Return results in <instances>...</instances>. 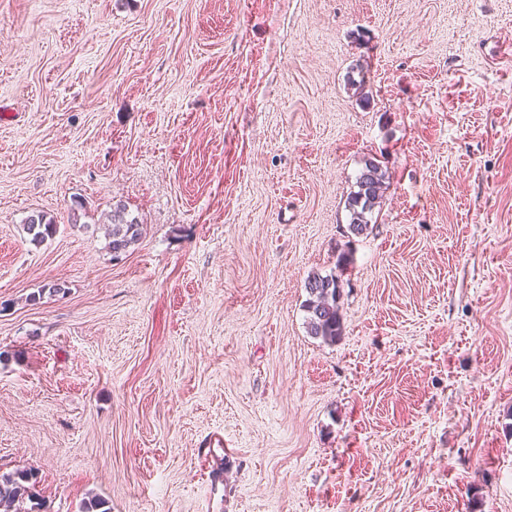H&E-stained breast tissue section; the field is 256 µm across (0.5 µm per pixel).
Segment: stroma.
Wrapping results in <instances>:
<instances>
[{
  "label": "stroma",
  "instance_id": "1",
  "mask_svg": "<svg viewBox=\"0 0 512 512\" xmlns=\"http://www.w3.org/2000/svg\"><path fill=\"white\" fill-rule=\"evenodd\" d=\"M15 470L40 512H512V0H0ZM386 172L380 163L370 159L364 163L356 178L357 190L347 198L346 208L350 214L349 230L354 235L362 234L369 224L368 214L372 213L384 188ZM110 216L109 243L114 256L125 253L141 235V226L135 218L129 219L125 208L121 204L116 205ZM306 290L308 299L304 307L309 335L325 343H336L343 336L344 330L338 276L335 273L313 275L308 279Z\"/></svg>",
  "mask_w": 512,
  "mask_h": 512
}]
</instances>
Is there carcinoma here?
Wrapping results in <instances>:
<instances>
[{"label": "carcinoma", "mask_w": 512, "mask_h": 512, "mask_svg": "<svg viewBox=\"0 0 512 512\" xmlns=\"http://www.w3.org/2000/svg\"><path fill=\"white\" fill-rule=\"evenodd\" d=\"M386 171L380 163L370 159L364 163L356 178L357 190L347 198L346 208L350 214L349 230L354 235L362 234L369 224L372 213L384 188ZM32 241L40 243L50 237L55 224L42 214L32 215L26 223ZM141 235V224L128 218L125 208L116 205L110 214L109 238L114 256L126 252ZM308 299L305 303L306 328L310 336L325 343H334L343 336L340 312L341 297L338 276L316 274L306 284ZM35 474L28 470L0 473V507L4 512H26L24 504L36 499Z\"/></svg>", "instance_id": "obj_1"}]
</instances>
